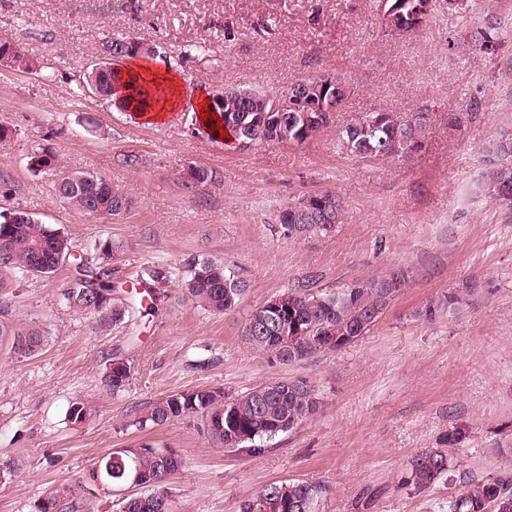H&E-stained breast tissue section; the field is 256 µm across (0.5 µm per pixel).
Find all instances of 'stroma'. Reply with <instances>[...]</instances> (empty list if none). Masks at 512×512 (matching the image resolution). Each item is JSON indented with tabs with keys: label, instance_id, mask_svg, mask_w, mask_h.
Wrapping results in <instances>:
<instances>
[{
	"label": "stroma",
	"instance_id": "obj_1",
	"mask_svg": "<svg viewBox=\"0 0 512 512\" xmlns=\"http://www.w3.org/2000/svg\"><path fill=\"white\" fill-rule=\"evenodd\" d=\"M489 29L492 54L472 51ZM0 36L39 63L25 73L0 65V212L23 208L76 243L100 235L123 244L120 275L171 272L169 300L139 324L104 329L67 308L71 280L10 278L8 321L50 332L41 354L17 358L0 338V456L19 476L0 484V512H36L45 496L75 488L91 512L112 494L91 478L97 459L142 440L138 413L179 391L221 387L233 394L304 378L323 407L264 451L227 450L198 419L172 422L151 440L186 465L171 483L178 512H239L266 484L316 480L318 512H441L458 482L425 492L406 486L414 456L438 447L454 426L467 438L448 451L453 466L481 477L503 469L512 446V205L479 188L490 152L512 122V0H471L466 12L436 0L425 25L390 34L378 0H0ZM154 45L155 66L179 75L181 108L146 123L83 94L78 80L105 40ZM325 71L352 87L333 126L306 143L227 149L199 130L195 94L245 86L282 92ZM428 112L423 146L401 161L348 156L338 125L351 112ZM97 121L87 130L86 116ZM49 148L68 169L99 173L126 191L131 208L109 219L57 199L31 156ZM139 158L137 166L125 162ZM205 166L218 182L189 191L180 170ZM333 191L344 205L334 235L284 236L277 211ZM223 259L249 290L236 312L212 315L181 296L178 277L195 255ZM402 266L405 288L355 343L295 363L245 342L248 314L290 288L336 289ZM465 280L492 291L453 319L413 312ZM131 366L126 390L102 383L105 359ZM92 414L69 425L70 402Z\"/></svg>",
	"mask_w": 512,
	"mask_h": 512
}]
</instances>
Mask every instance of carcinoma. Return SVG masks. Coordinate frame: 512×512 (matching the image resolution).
Returning a JSON list of instances; mask_svg holds the SVG:
<instances>
[{
	"mask_svg": "<svg viewBox=\"0 0 512 512\" xmlns=\"http://www.w3.org/2000/svg\"><path fill=\"white\" fill-rule=\"evenodd\" d=\"M130 37H113L103 43L104 60L89 64L82 73L88 91L101 88V97L122 104L129 111L130 98L118 94L119 76L114 62L136 57L130 50ZM302 84L293 83L288 92H264L243 100L233 88H224L225 107L236 111L242 125L232 128L237 140L273 141L276 128H288V142L303 144L330 126L332 113L324 112L312 126L298 112H265L285 95L297 96ZM431 113L400 115L379 110L360 112L347 118L339 130L343 150L358 159L400 160L423 145L422 138ZM496 162L483 175L482 188L494 201L512 204V129L502 132L494 144ZM49 158L47 172L54 175L55 195L73 210L88 215L96 208H106L117 216L131 208L127 193L106 177L91 171L63 169L55 153L44 149ZM217 174L200 166L181 176L183 186L194 190L213 183ZM13 218H8V215ZM0 212V288L2 278L11 276L50 279L64 268L76 276L62 293L64 303L91 315L103 327L126 324L133 314H152L165 300L164 288L169 272L149 266L128 290V299L114 297L120 282L114 264L121 261L123 246L109 236L100 235L83 247L52 224H45L31 212L13 209ZM342 199L332 191L315 193L311 208L299 210L290 203L278 214L283 234L328 236L343 223ZM408 270L396 267L366 281L336 290L291 288L278 295L284 317L271 319L261 331H250L245 322V342L256 351L274 354L286 363L301 361L315 353L337 351L364 336L381 317L390 301L405 287ZM249 289L240 274L224 266V261L192 256L184 263L181 290L195 306L214 314L237 310ZM491 291L475 280L465 281L422 308L413 317L432 322L437 318L458 316L477 297L487 298ZM0 335L11 337V350L19 357L42 353L49 342L48 332L37 325L0 326ZM131 367L118 358L105 364L104 386L118 394L126 389ZM322 400L316 386L304 378L280 380L243 392L229 394L222 388H202L167 395L135 417L134 425L143 432L154 431L171 422L194 416L206 428L209 437L226 449L249 448L261 451V442L286 434L305 420L316 416ZM92 414L91 406L77 400L69 406L70 425H82ZM96 465L112 466V486H123L124 473L137 467L143 477L139 491L113 501V512H177L169 492L171 480L184 468L183 457L173 448L163 450L152 440H143L129 448L108 452ZM448 453L443 448L424 449L411 462L406 484L425 490L445 476H452ZM464 489L448 496L446 512H512V468L480 479L462 476ZM326 488L312 480L274 481L257 496L268 504L265 512H317Z\"/></svg>",
	"mask_w": 512,
	"mask_h": 512,
	"instance_id": "1",
	"label": "carcinoma"
}]
</instances>
